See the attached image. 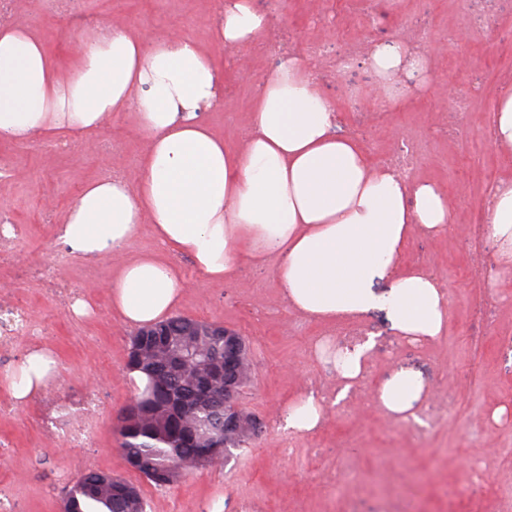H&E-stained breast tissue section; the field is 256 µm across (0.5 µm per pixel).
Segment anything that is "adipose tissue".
<instances>
[{"label":"adipose tissue","instance_id":"adipose-tissue-1","mask_svg":"<svg viewBox=\"0 0 512 512\" xmlns=\"http://www.w3.org/2000/svg\"><path fill=\"white\" fill-rule=\"evenodd\" d=\"M269 25L252 0H227L214 32L225 46L240 47ZM366 60L385 86L406 74L430 85L429 51L373 44ZM314 71L312 58L284 55L252 110L249 136L232 151L199 118L201 108L220 106L223 75L191 39L148 43L103 23L85 33L75 71L63 78L37 38L1 22L0 136L83 134L115 112L134 118L146 139L137 180L87 184L56 228L72 253L121 257L110 296L128 327L165 320L178 306L182 282L164 257L170 251L213 281L232 279L242 262L270 261L283 300L304 316L332 321L382 311L401 336L436 338L448 316L445 292L422 270H402L401 261L412 236H438L455 223L448 195L371 163L356 139L338 136L336 111ZM487 213L497 252L487 280L496 288L512 279V180L492 188ZM146 223L163 251L131 255ZM381 281L386 289H378ZM373 346L369 337L341 349L336 400L361 378ZM55 370L49 351L32 350L8 380L9 395L27 400ZM423 395L421 381L399 372L372 399L405 418ZM324 410L321 397L301 394L288 405L284 427L314 432Z\"/></svg>","mask_w":512,"mask_h":512}]
</instances>
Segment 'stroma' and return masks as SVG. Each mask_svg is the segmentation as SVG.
Wrapping results in <instances>:
<instances>
[{
	"mask_svg": "<svg viewBox=\"0 0 512 512\" xmlns=\"http://www.w3.org/2000/svg\"><path fill=\"white\" fill-rule=\"evenodd\" d=\"M225 0H18L9 21L34 32L61 71L72 67L80 37L72 21H112L147 38L180 33L203 45L224 74L220 107L201 118L230 146L250 131L249 113L281 47L304 53L309 42L330 48L317 60L318 88L336 109L337 131L356 137L378 162L402 144L416 148L413 179L445 188L456 222L439 237L414 235L405 260L445 287L448 319L441 336L412 342L396 335L384 314L318 322L281 298L270 265H242L235 279L215 282L183 256L171 260L185 292L176 313L237 330L250 343L252 381L242 404L265 422L261 436L234 451L223 466L163 488L129 469L118 449V416L135 396L126 377L134 329L113 312L109 285L112 256L89 262L70 255L61 277L93 305L78 317L34 284L33 267L53 263L54 229L82 188L110 170L137 175L144 142L122 113L61 151L46 140L0 139V156L12 161L0 179V210L12 212L23 232L13 257L0 263V291L25 302L45 322L38 345L57 362L66 391L92 390L104 417L90 447L70 448L43 437L35 426L34 400L13 403L0 388V439L11 452L0 458V484L8 485L16 512H62L63 490L82 473L81 458L95 469L138 484L147 512H391L398 493L418 495L425 512H512V280L488 288L483 272L496 256L475 240L488 191L512 178L490 134L491 115L504 87H512V0H497L483 32L474 29L473 0H387L377 20L362 18L345 0H256L271 26L256 43L232 49L214 43L212 28ZM465 33V50L481 71L473 81L443 36ZM425 37L433 50L432 86L417 88L402 77L394 96L376 92L378 80L358 59L365 43L400 36ZM455 97L468 101L463 122L447 112ZM374 334L377 345L360 381L339 404L328 406L311 434L285 430L281 418L299 394L333 395L339 381L321 362L317 346L349 331ZM405 371L425 384L426 425L394 419L371 404L376 386ZM507 412L494 424L492 412Z\"/></svg>",
	"mask_w": 512,
	"mask_h": 512,
	"instance_id": "1",
	"label": "stroma"
}]
</instances>
